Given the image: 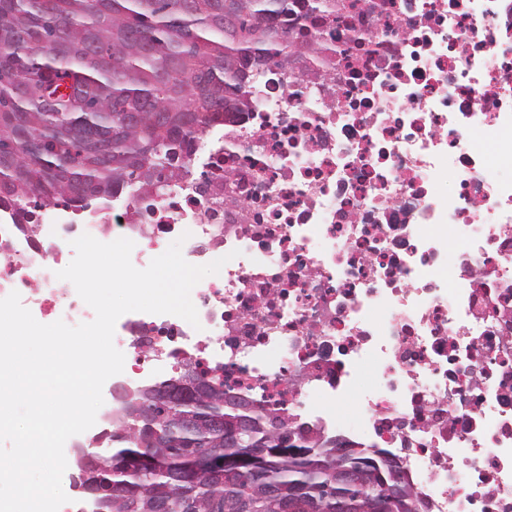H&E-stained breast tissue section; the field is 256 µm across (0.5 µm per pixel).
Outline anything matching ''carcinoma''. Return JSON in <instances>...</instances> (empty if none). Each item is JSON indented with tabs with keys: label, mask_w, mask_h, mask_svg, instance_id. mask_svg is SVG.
Returning <instances> with one entry per match:
<instances>
[{
	"label": "carcinoma",
	"mask_w": 512,
	"mask_h": 512,
	"mask_svg": "<svg viewBox=\"0 0 512 512\" xmlns=\"http://www.w3.org/2000/svg\"><path fill=\"white\" fill-rule=\"evenodd\" d=\"M299 0H0V206L25 219L38 208L84 209L124 188L161 195L185 167L184 150L211 124L248 106L254 73L288 66L292 50H317L294 40L288 17ZM339 0H309L304 18L337 11ZM175 378L119 403L117 444L107 456L86 451L75 460L90 478L112 480L99 498L105 512H149L158 497L189 494L206 512L216 493L250 500L253 512H280L259 483L241 477L222 487L198 475L177 486L170 474L190 468L207 449L234 453L279 439L288 418L254 410L252 431L229 444L209 430L214 418L233 424L242 411L224 404V382L206 399L179 410L197 423L192 432L156 401ZM151 453L149 472L132 469ZM384 448L366 446L346 459L359 479L339 487L336 445L319 432L294 455L268 460L262 482L306 497L298 512H367L381 494L374 476Z\"/></svg>",
	"instance_id": "obj_1"
}]
</instances>
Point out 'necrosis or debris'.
Wrapping results in <instances>:
<instances>
[{
  "label": "necrosis or debris",
  "mask_w": 512,
  "mask_h": 512,
  "mask_svg": "<svg viewBox=\"0 0 512 512\" xmlns=\"http://www.w3.org/2000/svg\"><path fill=\"white\" fill-rule=\"evenodd\" d=\"M314 30L326 62L261 74L164 195L30 230L0 207V298L86 323L56 276L72 240L130 239L139 269L181 240L225 264L191 292L198 325L117 320L121 382L194 362L257 409L389 450L425 512H512V0H342Z\"/></svg>",
  "instance_id": "4bbe7bcc"
}]
</instances>
